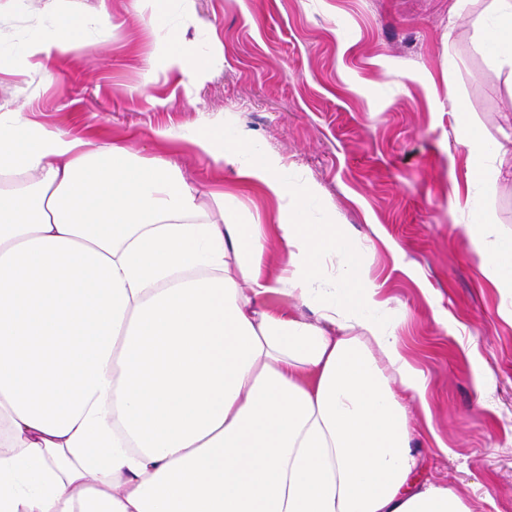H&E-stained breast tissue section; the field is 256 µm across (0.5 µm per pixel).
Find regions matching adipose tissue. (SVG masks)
Returning <instances> with one entry per match:
<instances>
[{
  "instance_id": "1",
  "label": "adipose tissue",
  "mask_w": 512,
  "mask_h": 512,
  "mask_svg": "<svg viewBox=\"0 0 512 512\" xmlns=\"http://www.w3.org/2000/svg\"><path fill=\"white\" fill-rule=\"evenodd\" d=\"M30 6L24 64L44 76L109 22L105 0L88 20ZM487 14L480 46L512 69V0ZM451 105L470 182L512 179ZM191 142L280 199L284 276L264 226L205 215L172 161L0 113V512H471L412 480L427 384L370 315L357 247L308 222L275 158ZM476 255L512 288L511 240Z\"/></svg>"
}]
</instances>
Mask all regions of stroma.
<instances>
[{
  "instance_id": "35a3bbf8",
  "label": "stroma",
  "mask_w": 512,
  "mask_h": 512,
  "mask_svg": "<svg viewBox=\"0 0 512 512\" xmlns=\"http://www.w3.org/2000/svg\"><path fill=\"white\" fill-rule=\"evenodd\" d=\"M170 0L161 24L209 60L189 81L137 0H107L108 26L50 79L0 72V105L102 145L164 154L200 192H221L243 222L271 225L279 203L231 165L199 159L189 135L219 127L226 144L278 156L305 187L315 224H340L359 248L402 349L427 383L421 482H441L473 512H512V289L480 268L462 211L469 181L449 92L512 159V71L478 49L488 0ZM156 73L147 76V62ZM172 128L179 140L146 134ZM490 240L512 239V182L477 194ZM448 447L439 453L431 444Z\"/></svg>"
}]
</instances>
